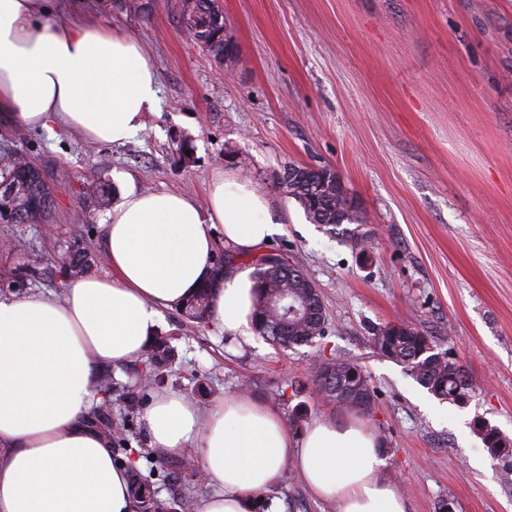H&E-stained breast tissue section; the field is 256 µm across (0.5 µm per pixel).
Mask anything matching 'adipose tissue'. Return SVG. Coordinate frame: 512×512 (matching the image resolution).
Segmentation results:
<instances>
[{"label":"adipose tissue","instance_id":"obj_1","mask_svg":"<svg viewBox=\"0 0 512 512\" xmlns=\"http://www.w3.org/2000/svg\"><path fill=\"white\" fill-rule=\"evenodd\" d=\"M45 0H0V109L17 126L64 128L89 144H122L155 110L158 78L137 38L81 12L46 18ZM251 181L217 172L207 205L178 191L125 192L107 213V269L69 282L56 300L0 295V512H139L129 468L90 428L97 369L139 357L163 311L206 283L215 247L255 252L280 234ZM254 269L214 288V321L253 322ZM144 420L151 447L195 445L204 478L224 491L198 512H252L256 493L297 472L336 512H407L374 436L313 421L294 437L280 413L247 394L205 411L156 394Z\"/></svg>","mask_w":512,"mask_h":512}]
</instances>
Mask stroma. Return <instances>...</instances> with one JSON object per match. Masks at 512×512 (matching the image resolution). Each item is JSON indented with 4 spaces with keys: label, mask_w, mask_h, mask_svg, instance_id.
Wrapping results in <instances>:
<instances>
[{
    "label": "stroma",
    "mask_w": 512,
    "mask_h": 512,
    "mask_svg": "<svg viewBox=\"0 0 512 512\" xmlns=\"http://www.w3.org/2000/svg\"><path fill=\"white\" fill-rule=\"evenodd\" d=\"M82 0L135 35L156 64L158 105L122 145H84L59 128L0 124V159L23 155L50 176L45 224H0V294L22 253H100L119 191H187L206 201L212 175L230 172L266 195L283 225L264 245L298 261L320 291L326 331L281 351L260 336L176 310L175 361L157 390L207 407L247 392L290 418L360 421L380 441L409 512H512V456L494 457L473 430L481 418L512 438V0H220L235 53L219 64L185 33L182 0ZM190 158H182L178 143ZM239 155V163L228 152ZM333 169L376 243L362 256L311 223L275 188L287 163ZM111 186L87 192L93 177ZM407 322L435 336L475 383L467 403L434 398L370 337ZM360 364L369 411L324 402L317 362ZM300 384L293 393L292 384Z\"/></svg>",
    "instance_id": "obj_1"
}]
</instances>
